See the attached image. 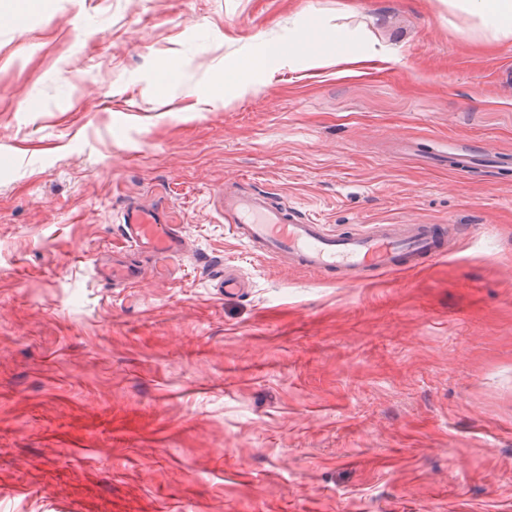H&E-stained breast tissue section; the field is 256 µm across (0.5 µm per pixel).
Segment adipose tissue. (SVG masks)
<instances>
[{
	"instance_id": "adipose-tissue-1",
	"label": "adipose tissue",
	"mask_w": 512,
	"mask_h": 512,
	"mask_svg": "<svg viewBox=\"0 0 512 512\" xmlns=\"http://www.w3.org/2000/svg\"><path fill=\"white\" fill-rule=\"evenodd\" d=\"M450 13L472 17L477 21V31L483 36L499 41L512 38V0H448ZM353 32L336 28L326 32L321 27L311 26L289 35L287 40H267L260 52L241 57L233 66L225 69L221 77L215 78L207 94L214 100L223 99L225 92H244L247 86L257 84L271 74L284 60L309 55L314 46L334 45L346 62L362 64L367 55L349 54L354 41Z\"/></svg>"
}]
</instances>
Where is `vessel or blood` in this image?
<instances>
[{"label":"vessel or blood","mask_w":512,"mask_h":512,"mask_svg":"<svg viewBox=\"0 0 512 512\" xmlns=\"http://www.w3.org/2000/svg\"><path fill=\"white\" fill-rule=\"evenodd\" d=\"M224 221L241 244L260 256L356 284L369 277L421 266L454 251L446 224H375L366 231L336 233L271 197L224 188ZM127 241L159 259L185 252L179 225L162 212L137 206L123 216Z\"/></svg>","instance_id":"b4317fda"}]
</instances>
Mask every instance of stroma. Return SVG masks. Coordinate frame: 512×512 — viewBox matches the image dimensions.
Returning <instances> with one entry per match:
<instances>
[{
  "instance_id": "stroma-1",
  "label": "stroma",
  "mask_w": 512,
  "mask_h": 512,
  "mask_svg": "<svg viewBox=\"0 0 512 512\" xmlns=\"http://www.w3.org/2000/svg\"><path fill=\"white\" fill-rule=\"evenodd\" d=\"M1 11L25 18L0 22V512H512L511 39L466 40L446 0ZM305 13L387 60L321 47L203 101ZM236 183L457 247L331 282L232 236ZM132 202L180 225L172 277L104 280Z\"/></svg>"
}]
</instances>
